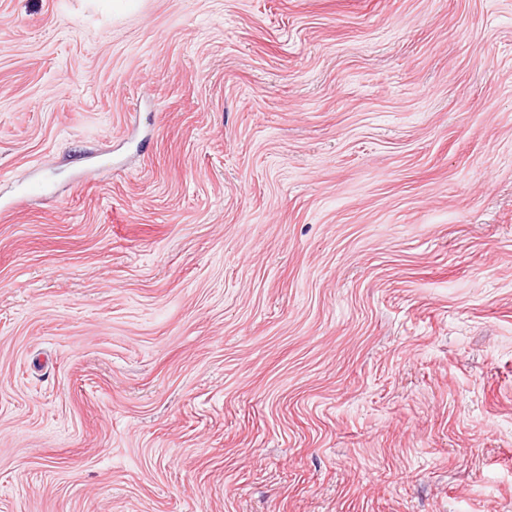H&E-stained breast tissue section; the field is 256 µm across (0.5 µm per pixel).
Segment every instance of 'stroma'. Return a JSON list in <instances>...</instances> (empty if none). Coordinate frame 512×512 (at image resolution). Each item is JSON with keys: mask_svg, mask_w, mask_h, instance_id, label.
<instances>
[{"mask_svg": "<svg viewBox=\"0 0 512 512\" xmlns=\"http://www.w3.org/2000/svg\"><path fill=\"white\" fill-rule=\"evenodd\" d=\"M0 512H512V0H0Z\"/></svg>", "mask_w": 512, "mask_h": 512, "instance_id": "35a3bbf8", "label": "stroma"}]
</instances>
